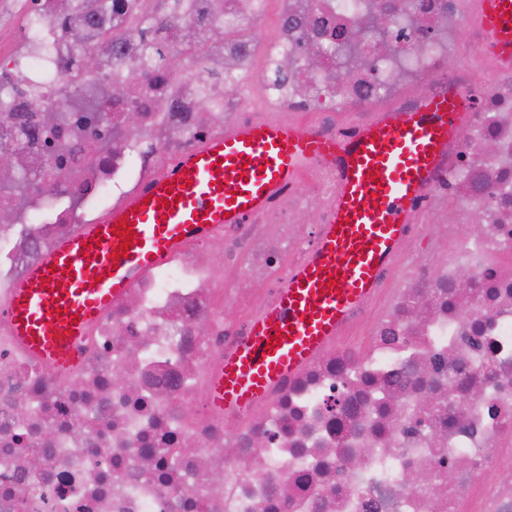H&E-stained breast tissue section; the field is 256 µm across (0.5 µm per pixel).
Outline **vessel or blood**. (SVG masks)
Here are the masks:
<instances>
[{"label":"vessel or blood","mask_w":512,"mask_h":512,"mask_svg":"<svg viewBox=\"0 0 512 512\" xmlns=\"http://www.w3.org/2000/svg\"><path fill=\"white\" fill-rule=\"evenodd\" d=\"M486 50L512 65V0H481ZM468 118L448 91L389 113L347 141L292 125L258 124L208 140L172 173L121 206L61 237L0 307L17 342L53 370L81 360L88 328L123 298L136 276L185 242L259 212L309 161L336 165L341 189L310 256L288 276L249 336L226 351L210 379L213 410L244 416L340 340L375 293L398 250L415 200L428 188ZM132 229L130 238L120 234Z\"/></svg>","instance_id":"b4317fda"}]
</instances>
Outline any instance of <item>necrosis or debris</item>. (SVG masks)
Here are the masks:
<instances>
[{
  "mask_svg": "<svg viewBox=\"0 0 512 512\" xmlns=\"http://www.w3.org/2000/svg\"><path fill=\"white\" fill-rule=\"evenodd\" d=\"M61 2L24 0L6 52L61 119L33 117L25 205L0 194L13 214L0 302L59 237L253 122L346 139L451 87L470 102V141L449 147L343 341L246 416L208 408L210 370L309 256L334 167L305 165L262 213L141 274L71 372L47 369L0 318V512H512V67L485 52L478 0H224L221 27L250 35L224 46L246 61L234 92L215 112L199 99L209 51L179 74L153 58L149 87L112 106L140 112L127 145L69 111L95 79H60L58 63L93 53L138 81L133 53L114 58L101 33L136 32L139 0H115L99 27L47 51L32 21ZM346 43L361 54L351 70L324 52ZM285 60L287 86H270Z\"/></svg>",
  "mask_w": 512,
  "mask_h": 512,
  "instance_id": "obj_1",
  "label": "necrosis or debris"
}]
</instances>
